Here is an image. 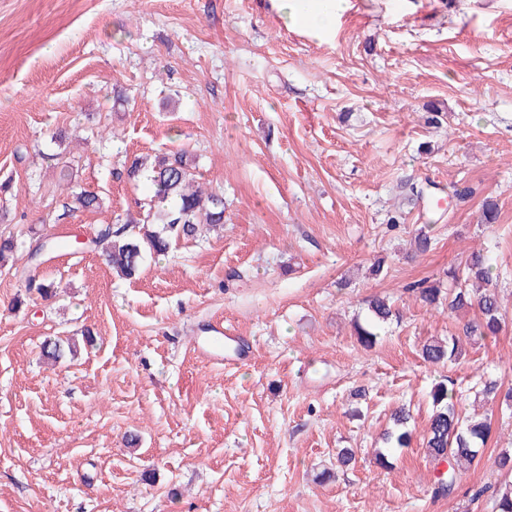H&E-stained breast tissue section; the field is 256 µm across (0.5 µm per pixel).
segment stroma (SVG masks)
<instances>
[{
	"label": "stroma",
	"mask_w": 512,
	"mask_h": 512,
	"mask_svg": "<svg viewBox=\"0 0 512 512\" xmlns=\"http://www.w3.org/2000/svg\"><path fill=\"white\" fill-rule=\"evenodd\" d=\"M350 3L323 38L271 0H0V234L16 265L46 239L80 243L40 266L45 301L17 305L21 281L0 267V512H495L512 415L494 410L447 498L424 436L443 378L462 383L465 415L483 372L512 387V0ZM180 148L223 191L224 226L120 278L91 240L148 209L124 167ZM76 188L101 207L67 212ZM421 228L433 248L415 255ZM479 248L506 326L429 365L422 345L469 316L409 287L447 288ZM375 294L396 316L367 350L354 320ZM217 319L243 364L193 354ZM56 337L75 344L60 363L42 355ZM401 406L411 444L383 468Z\"/></svg>",
	"instance_id": "obj_1"
}]
</instances>
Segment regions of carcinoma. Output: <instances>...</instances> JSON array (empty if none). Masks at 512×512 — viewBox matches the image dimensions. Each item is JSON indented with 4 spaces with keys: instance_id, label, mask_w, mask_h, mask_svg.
Wrapping results in <instances>:
<instances>
[{
    "instance_id": "carcinoma-1",
    "label": "carcinoma",
    "mask_w": 512,
    "mask_h": 512,
    "mask_svg": "<svg viewBox=\"0 0 512 512\" xmlns=\"http://www.w3.org/2000/svg\"><path fill=\"white\" fill-rule=\"evenodd\" d=\"M127 176L133 181H147L152 194L149 210L139 220L116 216L115 223L100 226L93 239L99 255L124 278L134 277L146 257L165 255L172 243L197 239L201 235V225L224 223V196L196 181L184 150L164 153L151 166L135 159L127 167ZM99 207L98 195L86 190L71 193L68 211ZM62 248L61 243L44 241L29 251V264L20 274L27 296L37 295L43 299L51 296L52 284L40 277L37 266ZM496 268V259L489 251H473L464 263L448 268V293L443 295L440 288L427 286L423 281L410 285L409 291L424 306H436L444 299L448 301L450 313L475 311L476 318L463 327L465 336L496 337L503 331L507 319L497 291L499 275L495 274ZM367 310L368 318L363 322L355 321L354 331L359 344L369 349L377 344L382 326L392 320L395 309L388 296L373 295L367 300ZM74 347L69 339L50 338L45 341L43 352L47 358L57 361L66 352L74 351ZM421 357L432 365L455 362L462 357L460 338L450 335L431 339L422 345ZM501 387L498 380L487 378L482 382L480 394L492 401L501 398L509 408L512 406V390L503 394ZM430 397L433 413L425 447L431 460L448 462V471L439 478L435 495L449 497L455 491L460 467L473 463L485 449L491 423L486 419L461 417L458 410L461 395L450 379L436 383ZM409 419L410 414L403 407L394 412L397 430L386 435L387 449L375 455L380 466L389 465L394 450L409 447ZM495 508L496 512H512V482L496 489Z\"/></svg>"
}]
</instances>
